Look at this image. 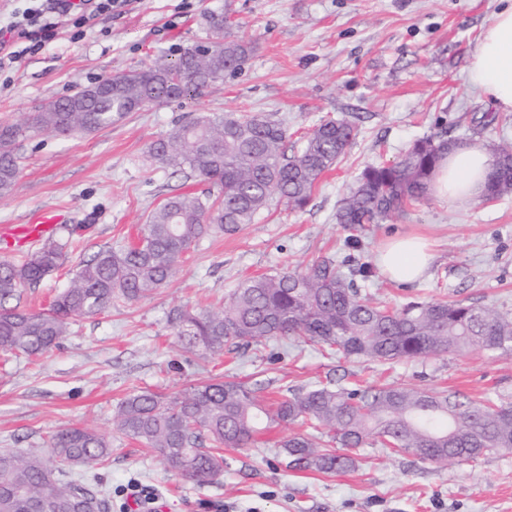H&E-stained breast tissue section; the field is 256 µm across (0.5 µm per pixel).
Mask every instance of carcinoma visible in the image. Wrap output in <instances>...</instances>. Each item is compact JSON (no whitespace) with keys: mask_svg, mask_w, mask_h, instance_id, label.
Returning a JSON list of instances; mask_svg holds the SVG:
<instances>
[{"mask_svg":"<svg viewBox=\"0 0 512 512\" xmlns=\"http://www.w3.org/2000/svg\"><path fill=\"white\" fill-rule=\"evenodd\" d=\"M209 49L195 44L176 58L118 72L55 100L25 126L0 127V198L20 174L16 141L34 130L90 134L142 108L201 94L242 68L252 46L224 31L213 14ZM357 135L354 123L323 118L288 151V128L271 114L224 112L179 121L150 147L159 166L208 180L213 201L183 193L169 197L128 245L103 246L82 262L50 309L21 306L23 289L38 285L65 258L66 241L49 239L23 262H0V351L15 358L47 354L79 318L110 305L137 301L164 286L192 246L213 230L234 234L268 209L273 196L305 207L315 184ZM457 143L442 132L413 141L390 164H370L336 209L348 230L378 224L423 201L432 174ZM494 166L481 202L512 196V146L492 148ZM321 258L304 269L279 270L239 280L218 312L180 307L168 322L187 348L213 354L260 350L273 339L314 343L331 354L364 361L430 358L461 350L512 355V315L448 301L415 299L401 306L375 301L357 284L373 277L362 262ZM267 386L227 379L192 387L175 397L135 389L119 404L117 428L152 449L165 470L197 485L224 472L226 448H247L265 429L300 423L310 433L278 442L286 468L336 473L355 467L356 450L379 443L421 462H463L512 449V403H477L457 392L395 385H315L267 405ZM453 437H448V430ZM50 457L0 453V512H112V488L96 467L112 448L86 427L49 437Z\"/></svg>","mask_w":512,"mask_h":512,"instance_id":"carcinoma-1","label":"carcinoma"}]
</instances>
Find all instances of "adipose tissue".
Returning <instances> with one entry per match:
<instances>
[{
	"label": "adipose tissue",
	"mask_w": 512,
	"mask_h": 512,
	"mask_svg": "<svg viewBox=\"0 0 512 512\" xmlns=\"http://www.w3.org/2000/svg\"><path fill=\"white\" fill-rule=\"evenodd\" d=\"M469 86L503 112H512V4L496 11L481 32L470 61ZM494 156L483 143L457 144L436 169L431 190L456 208L482 195ZM434 253L418 236L389 240L378 251L376 264L391 280L413 284L425 276Z\"/></svg>",
	"instance_id": "ef3b65f1"
}]
</instances>
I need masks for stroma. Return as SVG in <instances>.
<instances>
[{
	"label": "stroma",
	"instance_id": "stroma-1",
	"mask_svg": "<svg viewBox=\"0 0 512 512\" xmlns=\"http://www.w3.org/2000/svg\"><path fill=\"white\" fill-rule=\"evenodd\" d=\"M499 0H131L90 22L86 37L57 41L0 69V125H22L48 102L118 72L211 38L209 13H224L254 50L241 71L203 94L153 104L90 135L19 139L22 172L0 198V228L38 211L85 225L63 265L26 289L22 303L49 308L80 262L105 245L133 242L148 214L167 198L206 196L209 182L158 167L149 148L174 120L199 112L278 113L298 143L321 118L346 119L358 135L328 171L309 204L293 211L272 201L256 223L203 237L160 290L81 319L60 347L30 361L0 354V450L48 454L51 431L83 425L104 434L112 455L101 475L122 491L157 497L156 512H512V449L469 462L422 463L392 449H359L344 473L291 471L275 443L295 425L265 431L249 448L224 451V475L198 486L166 472L158 458L112 421L135 388L166 396L216 379L267 383L282 394L316 384H395L512 401V356L454 352L378 363L332 356L320 346L270 341L262 356L190 351L167 323L176 306L222 307L237 281L314 259L374 261L379 247L417 232L436 259L420 282L402 285L376 273L377 300L402 304L434 296L512 312V197L463 210L434 198L382 224L359 228L357 248L334 215L355 176L391 163L414 140L445 127L448 138L512 145V112L482 129L492 103L467 83L478 37Z\"/></svg>",
	"mask_w": 512,
	"mask_h": 512
}]
</instances>
